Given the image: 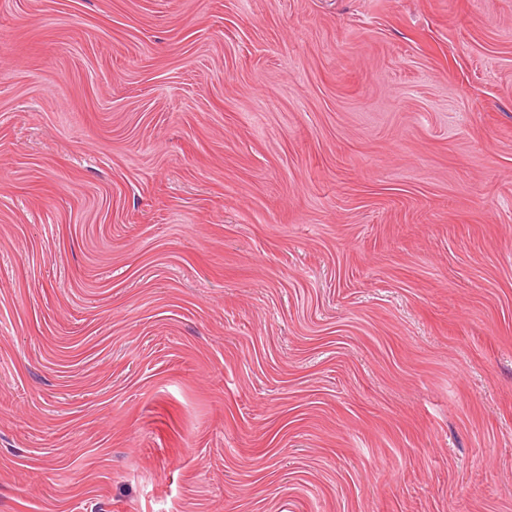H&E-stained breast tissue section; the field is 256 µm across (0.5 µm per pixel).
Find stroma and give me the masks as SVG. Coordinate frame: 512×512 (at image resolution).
Wrapping results in <instances>:
<instances>
[{"label": "stroma", "mask_w": 512, "mask_h": 512, "mask_svg": "<svg viewBox=\"0 0 512 512\" xmlns=\"http://www.w3.org/2000/svg\"><path fill=\"white\" fill-rule=\"evenodd\" d=\"M0 512H512V0H0Z\"/></svg>", "instance_id": "stroma-1"}]
</instances>
